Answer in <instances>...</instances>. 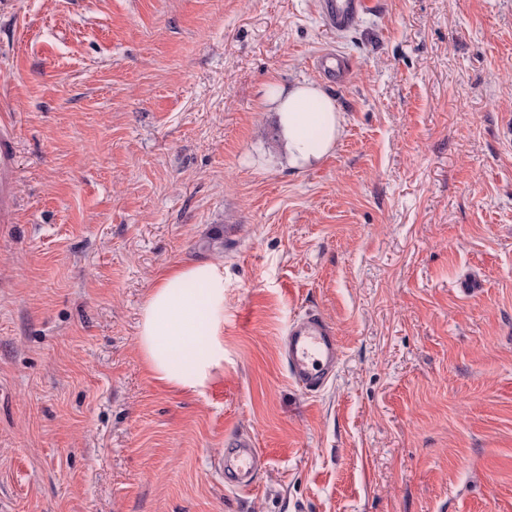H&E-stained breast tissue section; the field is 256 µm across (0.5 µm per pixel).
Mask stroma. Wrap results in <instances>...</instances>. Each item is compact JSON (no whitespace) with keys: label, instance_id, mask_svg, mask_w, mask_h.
Returning a JSON list of instances; mask_svg holds the SVG:
<instances>
[{"label":"stroma","instance_id":"35a3bbf8","mask_svg":"<svg viewBox=\"0 0 512 512\" xmlns=\"http://www.w3.org/2000/svg\"><path fill=\"white\" fill-rule=\"evenodd\" d=\"M383 2L339 34L316 0H0V512H512V0ZM273 80L341 114L309 167ZM198 261L201 395L138 348L157 274ZM309 310L342 346L313 395L279 352ZM232 434L266 457L248 491ZM317 68L336 78V82L344 83L352 68V61L338 52H336V55L328 53L319 57ZM10 122H0V220L4 222L14 204L17 151ZM263 456L250 437L236 435L228 441L224 448V475L228 485L237 490L252 487L254 472Z\"/></svg>","mask_w":512,"mask_h":512}]
</instances>
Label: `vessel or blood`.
I'll return each mask as SVG.
<instances>
[{
	"label": "vessel or blood",
	"mask_w": 512,
	"mask_h": 512,
	"mask_svg": "<svg viewBox=\"0 0 512 512\" xmlns=\"http://www.w3.org/2000/svg\"><path fill=\"white\" fill-rule=\"evenodd\" d=\"M380 0H318V9L327 23L339 32L347 31L355 19L377 13ZM317 67L345 82L352 68L350 58L328 53L319 57ZM17 151L8 122H0V220L14 204ZM283 351L288 374L302 391L321 390L341 357L336 330L320 313L311 312L294 320L284 338ZM263 452L248 437L235 436L224 448V475L228 485L246 490L254 484V472Z\"/></svg>",
	"instance_id": "1"
}]
</instances>
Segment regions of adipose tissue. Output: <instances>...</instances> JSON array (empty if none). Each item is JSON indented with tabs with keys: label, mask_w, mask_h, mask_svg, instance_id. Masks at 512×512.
Instances as JSON below:
<instances>
[{
	"label": "adipose tissue",
	"mask_w": 512,
	"mask_h": 512,
	"mask_svg": "<svg viewBox=\"0 0 512 512\" xmlns=\"http://www.w3.org/2000/svg\"><path fill=\"white\" fill-rule=\"evenodd\" d=\"M291 163L304 167L333 150L342 118L320 87L269 84ZM224 268L212 262L178 265L150 289L140 310L138 344L152 377L177 390L201 392L224 365Z\"/></svg>",
	"instance_id": "adipose-tissue-1"
}]
</instances>
